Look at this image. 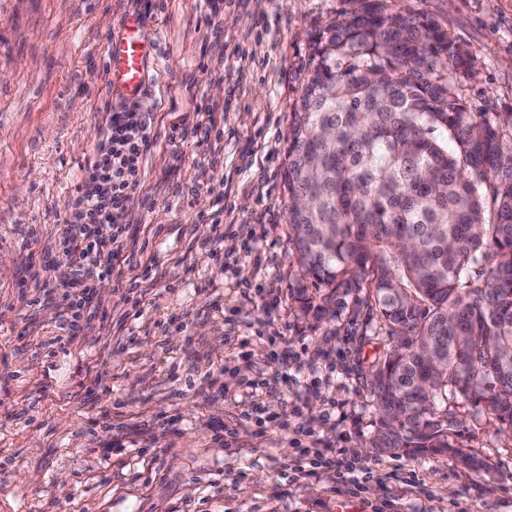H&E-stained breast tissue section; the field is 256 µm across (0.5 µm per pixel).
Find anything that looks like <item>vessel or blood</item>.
I'll use <instances>...</instances> for the list:
<instances>
[{
    "label": "vessel or blood",
    "instance_id": "1",
    "mask_svg": "<svg viewBox=\"0 0 512 512\" xmlns=\"http://www.w3.org/2000/svg\"><path fill=\"white\" fill-rule=\"evenodd\" d=\"M149 17L144 13L125 15L120 29L108 41L103 58L114 94L139 98L146 81V60L152 50L148 34Z\"/></svg>",
    "mask_w": 512,
    "mask_h": 512
}]
</instances>
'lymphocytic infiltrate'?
I'll return each mask as SVG.
<instances>
[{
	"label": "lymphocytic infiltrate",
	"mask_w": 512,
	"mask_h": 512,
	"mask_svg": "<svg viewBox=\"0 0 512 512\" xmlns=\"http://www.w3.org/2000/svg\"><path fill=\"white\" fill-rule=\"evenodd\" d=\"M104 137L84 171L72 211L58 235L59 251L69 269L61 286L68 309L81 311L92 299L95 279L112 273L124 251L125 215L136 200H146L143 165L154 143V120L137 102L105 103ZM213 128L205 101H192L188 112L169 125L170 141L198 142Z\"/></svg>",
	"instance_id": "1"
}]
</instances>
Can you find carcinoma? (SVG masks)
Returning a JSON list of instances; mask_svg holds the SVG:
<instances>
[{"mask_svg": "<svg viewBox=\"0 0 512 512\" xmlns=\"http://www.w3.org/2000/svg\"><path fill=\"white\" fill-rule=\"evenodd\" d=\"M353 2L311 40L291 113L294 294H371L389 338L370 369L377 448L480 469L450 434L469 411L512 425V120L471 111L448 30Z\"/></svg>", "mask_w": 512, "mask_h": 512, "instance_id": "obj_1", "label": "carcinoma"}]
</instances>
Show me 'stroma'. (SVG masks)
I'll return each mask as SVG.
<instances>
[{"instance_id":"obj_1","label":"stroma","mask_w":512,"mask_h":512,"mask_svg":"<svg viewBox=\"0 0 512 512\" xmlns=\"http://www.w3.org/2000/svg\"><path fill=\"white\" fill-rule=\"evenodd\" d=\"M148 0H0V512H512V428L453 435L488 472L395 454L433 495L378 476L336 496L297 461L362 463L378 415L369 366L387 343L365 290L293 296L283 170L315 32L352 0H162L141 98L156 143L148 204L126 212L147 287L97 279L74 329L30 266L52 247L101 138V54ZM470 53L458 87L512 113V0H395ZM215 12L218 25L203 19ZM217 135L170 142L191 96ZM307 423L314 437L295 433ZM238 429L236 437L225 426Z\"/></svg>"}]
</instances>
